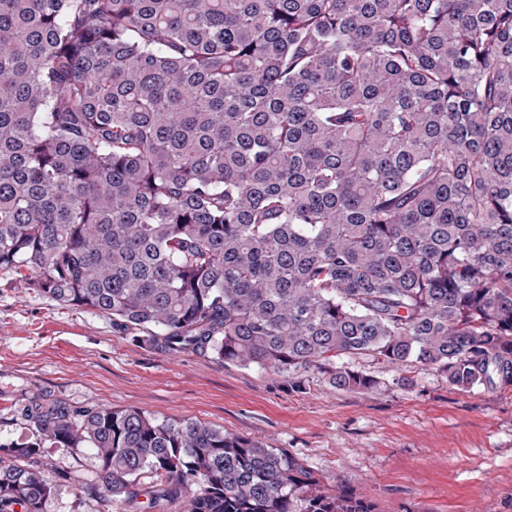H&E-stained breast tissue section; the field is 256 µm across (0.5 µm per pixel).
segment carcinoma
<instances>
[{"instance_id": "carcinoma-1", "label": "carcinoma", "mask_w": 512, "mask_h": 512, "mask_svg": "<svg viewBox=\"0 0 512 512\" xmlns=\"http://www.w3.org/2000/svg\"><path fill=\"white\" fill-rule=\"evenodd\" d=\"M306 389L346 359L512 387V0H0V274ZM0 512H42L41 448H89L139 512H374L207 424L39 398Z\"/></svg>"}]
</instances>
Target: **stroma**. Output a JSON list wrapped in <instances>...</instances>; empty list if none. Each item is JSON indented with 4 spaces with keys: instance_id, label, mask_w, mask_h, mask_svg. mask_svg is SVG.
Instances as JSON below:
<instances>
[{
    "instance_id": "obj_1",
    "label": "stroma",
    "mask_w": 512,
    "mask_h": 512,
    "mask_svg": "<svg viewBox=\"0 0 512 512\" xmlns=\"http://www.w3.org/2000/svg\"><path fill=\"white\" fill-rule=\"evenodd\" d=\"M369 372L379 390H338L313 375L301 391L256 367L170 355L95 311L0 275L2 446L31 439L19 409L48 395L77 409H138L261 440L376 512H512V391H459L420 365L410 386L397 368ZM42 462L57 477L43 512H127L91 492L99 480L91 449L49 445Z\"/></svg>"
}]
</instances>
